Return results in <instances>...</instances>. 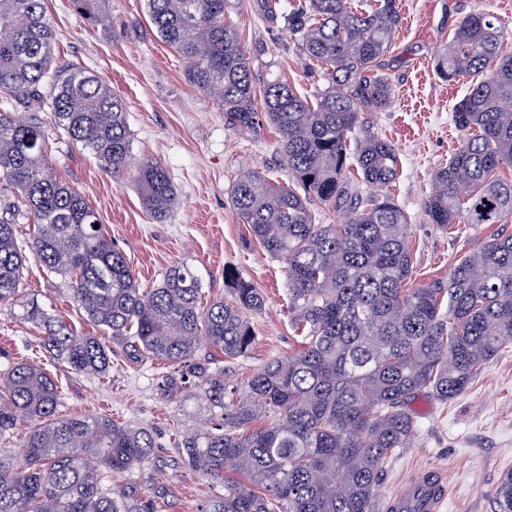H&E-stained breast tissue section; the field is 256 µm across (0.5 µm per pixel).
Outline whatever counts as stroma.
<instances>
[{
	"instance_id": "1",
	"label": "stroma",
	"mask_w": 512,
	"mask_h": 512,
	"mask_svg": "<svg viewBox=\"0 0 512 512\" xmlns=\"http://www.w3.org/2000/svg\"><path fill=\"white\" fill-rule=\"evenodd\" d=\"M299 0H278L270 17L264 0H226L224 18L235 26L257 84L284 77L298 93L314 97L328 83L319 64L299 50L281 15ZM401 23L378 72L394 88V101L381 112L361 115L364 128L389 141L400 157L390 191L407 213L409 245L415 259L411 287L447 279L454 265L494 236L512 234L502 224L442 227L426 210L431 180L461 144L452 109L466 93L468 79L437 77L434 59L453 30L479 0H396ZM55 31L54 53L61 63H78L100 77L122 99L132 147L127 166L113 172L101 160L60 136L54 124L49 162L98 211L105 232L127 257L142 287H150L169 266L184 262L199 276L205 301L229 300L224 269L231 266L260 288L262 310L247 312L256 336L253 348L233 361L216 355L227 380L245 387L274 357L298 350L290 322L286 263L270 258L241 224L232 205L233 185L243 170L285 186L290 181L280 138L272 125L240 131L225 121L218 103L190 86L187 62L153 31L145 0H95L93 13L73 0H48ZM164 164L172 175L177 204L165 222L152 219L142 200L137 169L146 160ZM23 299L37 300L80 335L99 336L70 298L69 283L45 277L28 259L20 284ZM42 331L20 317L19 307H0V349L16 359L43 364L61 391V415H106L148 429L156 443L151 468L110 474L113 488L137 482L153 491L160 512H198L209 491L182 461L181 437L202 426L192 400L162 398L156 389L161 365L117 358L109 376L71 372L50 361L40 346ZM419 420L412 447L399 448L385 467L381 499H388L414 472L438 469L447 476L441 512H495L492 491L512 471V344L474 378L467 391L440 402L428 395L411 404Z\"/></svg>"
}]
</instances>
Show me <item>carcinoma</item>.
Returning a JSON list of instances; mask_svg holds the SVG:
<instances>
[{"label": "carcinoma", "instance_id": "cac0c4a2", "mask_svg": "<svg viewBox=\"0 0 512 512\" xmlns=\"http://www.w3.org/2000/svg\"><path fill=\"white\" fill-rule=\"evenodd\" d=\"M158 37L189 63L187 80L213 97L231 126H274L291 187L247 172L232 204L253 239L287 264L288 310L300 349L268 361L244 389L224 381L199 350L243 357L255 336L240 310H258V288L224 268L231 301L202 305V284L186 264L170 266L143 288L125 255L104 233L96 210L50 166L44 115L72 142L112 169L124 167L131 135L124 104L98 76L59 64L46 0H0V183L25 209H0V306L44 329L41 347L75 373L103 375L119 353L156 361L170 372L159 390L204 403L209 427L186 436L189 471L221 484L200 512H374L385 465L418 433L409 404L420 394L446 403L512 339V235L494 237L465 255L446 281L409 288L414 259L410 222L389 194L358 195L354 167L372 187L399 173L392 146L361 130L363 112L393 100L376 74L400 24L396 0L358 11L350 0H304L283 15L300 51L321 64L329 86L311 104L286 80L256 83L224 0H146ZM504 26L478 8L453 32L435 70L444 81L470 78L453 108L463 139L431 182L432 224H499L512 217V56L500 54ZM24 112H12L11 106ZM137 180L152 218L176 205L169 170L146 160ZM317 200L343 212L340 224H318ZM33 224L27 244L16 224ZM31 253L49 275L70 280L71 298L112 341L80 336L35 302L19 301ZM57 382L42 367L10 357L0 365V441L23 424L21 454L0 448V512H156L136 483L105 484L106 473L153 464L150 431L106 416L58 412ZM265 425L254 426L260 417ZM498 512H512V471L493 490Z\"/></svg>", "mask_w": 512, "mask_h": 512}]
</instances>
